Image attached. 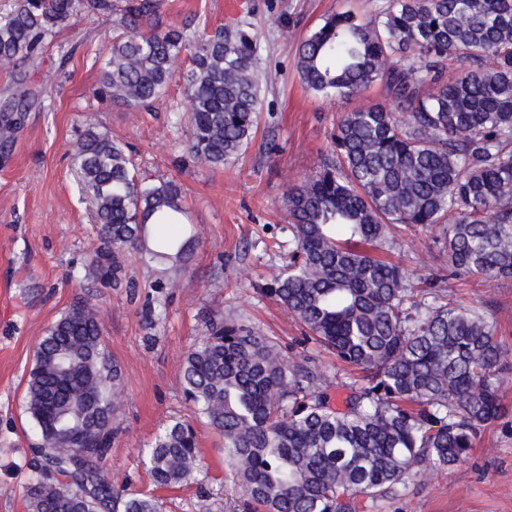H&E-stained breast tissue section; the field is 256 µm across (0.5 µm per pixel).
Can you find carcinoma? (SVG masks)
<instances>
[{"label": "carcinoma", "instance_id": "1", "mask_svg": "<svg viewBox=\"0 0 512 512\" xmlns=\"http://www.w3.org/2000/svg\"><path fill=\"white\" fill-rule=\"evenodd\" d=\"M85 9L109 13L112 0H18L0 22V65L35 60ZM122 16L128 32L112 37L95 95L137 109L177 77L190 102L189 156L234 163L271 79L250 24L199 38L164 23L158 0H124ZM283 34L308 91L334 101L380 84L392 101L343 113L336 160L289 189L294 249L267 288L306 340L361 376L334 408L321 369L287 364L269 337L219 316L186 354L182 385L224 440L246 512H360L362 498L397 496L465 462L480 431L505 417L499 392L512 363L485 313L415 300L408 271L347 243L382 247L392 224L437 227L450 269L512 280V0H388L370 19L336 12L302 38L289 26ZM27 107L19 98L0 113V156ZM70 156L100 224L85 269L110 284L122 253L146 247L148 218L177 226L181 187L141 186L124 146L92 127ZM191 246L166 233L151 254L178 262ZM121 385L98 310L75 298L34 346L30 512H163L153 496L121 500L101 466ZM197 445L191 424L169 426L146 452L154 483H187Z\"/></svg>", "mask_w": 512, "mask_h": 512}]
</instances>
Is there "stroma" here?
Wrapping results in <instances>:
<instances>
[{
	"label": "stroma",
	"instance_id": "obj_1",
	"mask_svg": "<svg viewBox=\"0 0 512 512\" xmlns=\"http://www.w3.org/2000/svg\"><path fill=\"white\" fill-rule=\"evenodd\" d=\"M387 0H160L166 23L196 33L251 23L259 63L272 80L261 95L258 127L231 166L201 168L189 157L190 104L172 81L148 109L94 96L117 17L86 12L49 38L37 60L0 69V106L27 94L30 106L15 147L0 158V512H28L34 426L25 388L34 345L76 297L102 311L103 341L124 376L115 393L118 434L104 468L123 497L157 494L165 512H242V491L224 459V443L195 413L181 386L186 353L223 314L271 337L289 363L310 362L328 376L334 406H343L353 367L304 343V327L266 294L289 260L290 187L334 158L332 135L341 113L382 101L372 86L351 100L325 101L306 91L296 45L281 35L312 31L322 18L350 9L367 18ZM56 72L44 83V72ZM93 123L126 143L143 184L172 179L181 187L186 261L160 263L145 251L121 256V283L103 287L85 274L98 245L97 218L69 150ZM438 230L392 227L381 258L406 268L416 289L450 304L480 307L512 350V282L466 272L450 275ZM506 415L488 426L462 465L413 482L397 497L367 503L365 512H512V374L501 384ZM177 421L191 423L202 467L180 487L156 489L145 463L155 437Z\"/></svg>",
	"mask_w": 512,
	"mask_h": 512
}]
</instances>
